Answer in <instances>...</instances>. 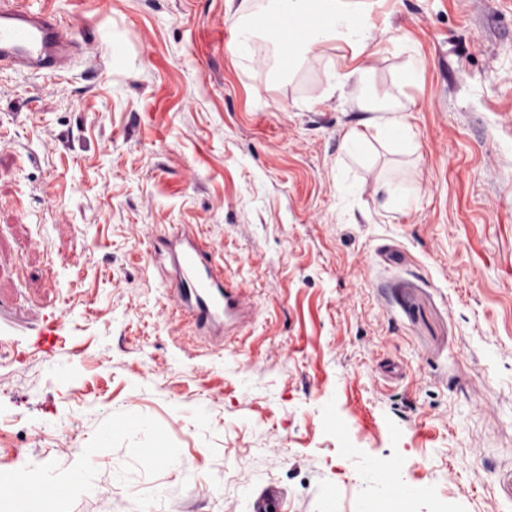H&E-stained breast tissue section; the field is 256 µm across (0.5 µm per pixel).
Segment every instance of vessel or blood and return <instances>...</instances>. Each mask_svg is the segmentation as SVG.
<instances>
[{"label": "vessel or blood", "mask_w": 512, "mask_h": 512, "mask_svg": "<svg viewBox=\"0 0 512 512\" xmlns=\"http://www.w3.org/2000/svg\"><path fill=\"white\" fill-rule=\"evenodd\" d=\"M83 18L60 16L44 0H0V72L32 74L50 80L73 60ZM174 270L173 300L196 325L223 334L241 310L236 286L225 282L213 265L212 251L189 234L159 238Z\"/></svg>", "instance_id": "1"}]
</instances>
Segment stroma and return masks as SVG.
<instances>
[{"label":"stroma","instance_id":"stroma-1","mask_svg":"<svg viewBox=\"0 0 512 512\" xmlns=\"http://www.w3.org/2000/svg\"><path fill=\"white\" fill-rule=\"evenodd\" d=\"M46 5L86 27L52 86L0 74V341L20 361L0 473L70 479L85 457L23 434L91 403L144 414L201 480L116 429L93 460L109 495L52 512H146L159 484L181 512H256L271 489L280 512H324L330 484L334 512H363L385 460L415 512L450 468L457 512H512V0H385L368 81L381 93L416 68V148L373 143L346 195L340 139L369 115L322 97L323 56L350 63L337 43L288 74L233 55L227 0ZM395 169L405 211L379 188ZM177 229L241 288L224 335L164 324L172 269L153 243ZM130 463L133 493L112 481Z\"/></svg>","mask_w":512,"mask_h":512}]
</instances>
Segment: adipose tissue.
<instances>
[{"mask_svg":"<svg viewBox=\"0 0 512 512\" xmlns=\"http://www.w3.org/2000/svg\"><path fill=\"white\" fill-rule=\"evenodd\" d=\"M238 30L233 51L238 58L264 64L262 45L283 46L281 65L296 69L300 56L297 45L325 40L342 42L350 50V65L336 69L327 96L344 92L351 80L368 72L366 58L376 53L378 10L382 0H230ZM414 79L413 71L399 74L393 89L383 94L354 93L353 104L360 111L372 113L370 131L357 128L346 132L341 153L351 161H369L367 143L377 138L396 150L410 152L415 147L410 128L403 116L406 106L403 92Z\"/></svg>","mask_w":512,"mask_h":512,"instance_id":"obj_1","label":"adipose tissue"}]
</instances>
